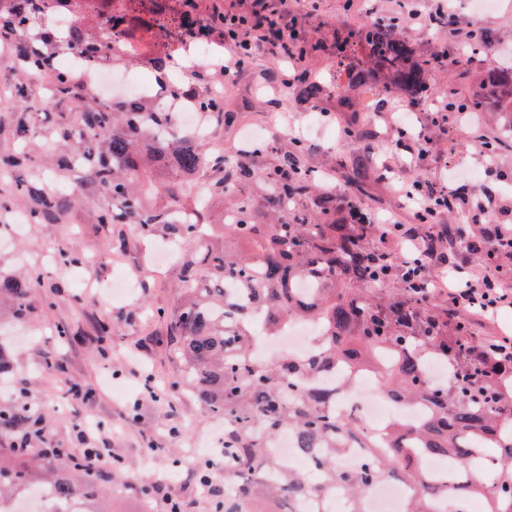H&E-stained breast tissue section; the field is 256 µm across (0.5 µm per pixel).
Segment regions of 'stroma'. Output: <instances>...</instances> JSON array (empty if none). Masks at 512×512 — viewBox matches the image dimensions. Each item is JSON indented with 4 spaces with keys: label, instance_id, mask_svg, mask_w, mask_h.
<instances>
[{
    "label": "stroma",
    "instance_id": "35a3bbf8",
    "mask_svg": "<svg viewBox=\"0 0 512 512\" xmlns=\"http://www.w3.org/2000/svg\"><path fill=\"white\" fill-rule=\"evenodd\" d=\"M203 12H232L249 18L268 17L295 29L307 51L298 63L319 88L308 96L306 84L296 83L289 96L278 86L281 66L269 48L255 51L237 73L235 83L214 112L210 132L225 154L253 157L258 166L273 164L284 136H302L301 160L324 188L337 196L357 194L373 219L402 224L414 219L400 192L401 179L419 175L425 188L448 187L458 199L459 212L473 213L476 203L486 212L473 223L474 233L488 224L512 225V150L489 163L481 143L497 133L484 114L449 113L447 122L433 125V100L465 103L493 56L474 46L472 32L512 49V0H500L495 11L473 18L467 0H451L454 26L431 27L410 18L409 0H198ZM399 16L402 38L441 65L431 76V93L424 98L405 94L376 76L381 85L379 112L366 114L365 95L354 86L337 93L336 38L349 29ZM15 80V57L0 52V154L14 153L17 105L8 95ZM407 116L410 136L396 154H379V145L398 136L399 116ZM321 130L307 133L312 118ZM263 130L264 152L252 155L242 137L244 127ZM425 132L423 153L409 151L412 135ZM11 176L0 177V271L27 270L40 279L35 309L28 323L0 325L17 366L11 383L27 388L30 401L47 417L45 445L78 452V429H96L110 458L103 464L112 481L114 512H166L162 491L177 481L186 512H213L200 491L197 475L209 470L214 483L224 481V424L203 414L190 390L172 387L177 372L170 324L166 318L176 303V265L158 268L153 256L164 250L162 240H146L132 224H98L94 205L74 207L51 224H21L27 214L22 195L11 190ZM69 245L96 257L82 269L60 263L55 253ZM137 272L130 295L114 298L108 286L114 269ZM111 333L99 334L100 324ZM69 335L59 340L56 325ZM56 354L55 370L36 369L38 351ZM154 379L155 394L145 390ZM152 486L150 495L141 483Z\"/></svg>",
    "mask_w": 512,
    "mask_h": 512
}]
</instances>
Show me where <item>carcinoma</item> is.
I'll return each instance as SVG.
<instances>
[{"label": "carcinoma", "instance_id": "cac0c4a2", "mask_svg": "<svg viewBox=\"0 0 512 512\" xmlns=\"http://www.w3.org/2000/svg\"><path fill=\"white\" fill-rule=\"evenodd\" d=\"M90 0H0V45L13 48L19 72L12 93L21 142L1 157L0 169L28 167L30 148L57 149L54 174L36 173L17 186L36 223H52L65 209L90 201L100 224H135L144 238L166 237L181 247L178 305L171 330L182 364V379L195 389L203 410L231 422L224 430V466L232 488L207 485L214 512H257L247 505L277 502L343 486L358 501L367 486L395 478L415 488L407 512H431L435 490L420 458L451 455L465 467L467 482L451 512H466L469 495L489 496L488 512H512V362L500 365L477 340L475 322L461 317L439 295L419 289V276L399 258L387 240V228L364 216L358 199L322 193L301 165L302 144L280 146L276 163L265 168L226 156L212 157L206 142L181 127L177 113L161 110L153 96L114 97L102 101L91 80L76 70L60 69V56L80 55L112 67L131 53L134 30L127 16L147 11L161 16L159 0H95L94 21H87ZM181 20H157L158 40L143 59L159 79L162 92L182 100L192 92L168 80L178 47L210 36L213 18L197 0H185ZM66 15L65 30L50 25L51 15ZM401 19L365 24L336 46L338 64L349 83L369 92L375 71L414 96L431 91L433 59L418 55L398 36ZM120 36L114 45L102 32ZM364 43L369 63L349 59L353 41ZM68 101L75 117L60 115L41 124L31 104ZM470 112L494 111L500 130L512 133V66L492 63L466 103ZM512 145V136L484 142L491 158ZM218 176L209 194L226 201L232 223L202 219L206 207L188 191L200 170ZM262 184L247 196L248 183ZM424 225L415 244L435 250H463L448 224L442 237ZM512 255V246L492 242L469 252L473 262ZM313 284L308 300L296 284ZM35 281L0 275V313L5 299L18 320L34 310ZM290 320L320 329V349L310 359L282 355L258 361L254 349L263 336L277 335ZM431 361L448 365V379L429 380ZM341 367L350 380L363 371L382 374L383 395L400 405H421L425 416L412 423H390L385 441H375L329 410L325 392L307 380ZM284 427L292 429L308 471L290 470L273 483L267 448ZM45 427L26 401H0V503L34 485L48 487L59 499H76L81 512L101 507L96 463L70 456L66 448H41ZM357 441L368 449L357 471L336 466V457ZM498 448L492 473L483 467L484 450Z\"/></svg>", "mask_w": 512, "mask_h": 512}]
</instances>
